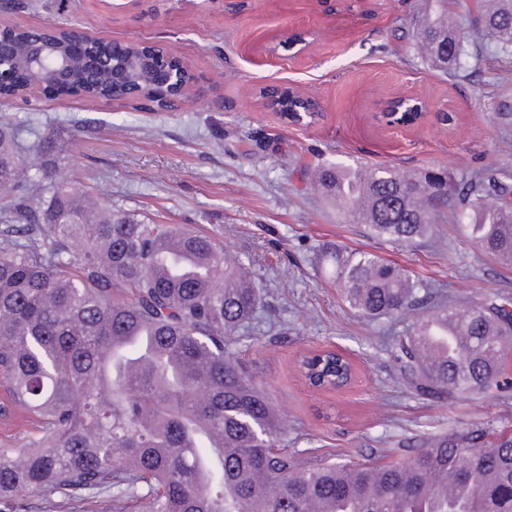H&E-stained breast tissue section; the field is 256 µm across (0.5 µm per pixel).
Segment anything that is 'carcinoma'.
Instances as JSON below:
<instances>
[{"label":"carcinoma","mask_w":512,"mask_h":512,"mask_svg":"<svg viewBox=\"0 0 512 512\" xmlns=\"http://www.w3.org/2000/svg\"><path fill=\"white\" fill-rule=\"evenodd\" d=\"M415 38L441 71L458 66L468 38L429 0ZM473 30L512 48V0H474ZM0 37V85L14 45ZM126 55L99 82L112 86ZM157 106L152 74H133ZM20 160L15 128L0 123V417L26 415L22 448L0 446V512L56 494L58 512L103 503L109 512H512V436L487 442L492 424L450 429L401 461L308 459L280 448L282 422L229 345L262 302L254 279L207 235L112 210L76 180L60 179L62 149L49 133ZM320 193L351 205L377 238L412 246L451 210L491 258L512 256V184L489 167L453 183L427 170L326 163ZM323 264L349 308L369 318L422 306L430 292L371 252L328 247ZM224 278V287L213 282ZM141 331L135 344H115ZM411 385L435 398L492 395L512 386V298L442 303L395 338ZM306 370L328 388L350 367L328 353ZM453 485L429 493L427 482Z\"/></svg>","instance_id":"cac0c4a2"}]
</instances>
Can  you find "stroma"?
I'll use <instances>...</instances> for the list:
<instances>
[{
  "instance_id": "stroma-1",
  "label": "stroma",
  "mask_w": 512,
  "mask_h": 512,
  "mask_svg": "<svg viewBox=\"0 0 512 512\" xmlns=\"http://www.w3.org/2000/svg\"><path fill=\"white\" fill-rule=\"evenodd\" d=\"M23 0L0 25L67 22L118 42H159L199 86L174 112L64 97L45 89L7 105L21 143L60 132L68 170L113 210L211 236L248 262L266 290L232 346L267 392L290 449L335 462L387 463L449 428L487 422L512 430V394L437 400L420 394L396 359L394 336L426 315L371 321L322 276L323 245L375 253L463 305L512 297V267L462 235L451 219L437 244L406 246L352 223L348 208L312 186L316 165L434 169L454 179L488 166L512 176V53L469 45L440 73L414 44L408 19L426 0ZM272 84L315 99L309 124L267 110ZM417 105L406 116L398 98ZM337 349L352 361L347 388L311 387L303 352Z\"/></svg>"
}]
</instances>
